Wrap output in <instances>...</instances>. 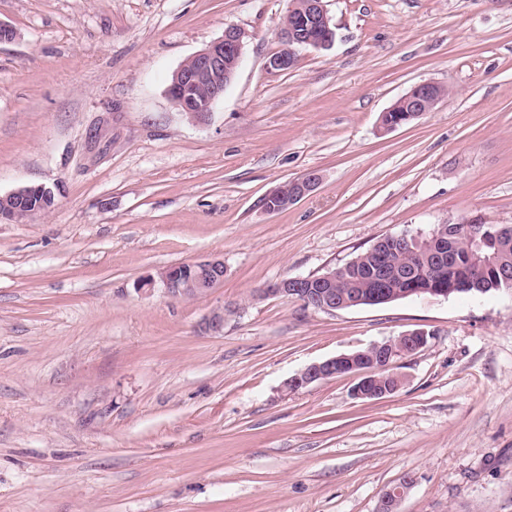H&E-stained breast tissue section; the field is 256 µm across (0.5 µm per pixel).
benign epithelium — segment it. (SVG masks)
Masks as SVG:
<instances>
[{
  "label": "benign epithelium",
  "instance_id": "benign-epithelium-1",
  "mask_svg": "<svg viewBox=\"0 0 512 512\" xmlns=\"http://www.w3.org/2000/svg\"><path fill=\"white\" fill-rule=\"evenodd\" d=\"M243 38L244 32L241 29L228 26L221 39L188 58L173 72L168 95L190 119L206 122L212 117L224 96L225 88L241 63ZM335 38V25L327 14L325 0H302L300 5L294 0L280 29L283 48L270 57L268 67L272 70H287L294 65L297 49H319L332 44ZM448 92L449 88L437 82L424 81L413 85L381 114V131H392L433 111L448 97ZM319 181L320 176L315 171L291 180V183L297 185V190L288 204L298 202ZM35 197L53 198L55 192L44 185H25L1 195L0 219L11 217V213L28 206ZM337 274L338 271L334 270L321 275L317 287L306 290V294L315 300V309L333 313L361 303L356 295L341 299L336 297L333 286L336 285ZM308 281V277L282 279L258 289L256 297L280 296L295 300ZM161 282L167 294L175 299L205 294L224 282V260L213 257L170 266L161 273ZM202 330L209 334L224 332V307L219 306L210 311L203 320ZM426 344L425 331L404 332L384 342L373 343L363 352L342 354L312 363L290 378L287 387L293 391L336 375L355 373L359 381L352 389L354 398L378 399L391 395L403 384V377L396 372L398 361L413 355ZM415 482L413 475L399 480L386 490L382 501L391 503L395 512Z\"/></svg>",
  "mask_w": 512,
  "mask_h": 512
}]
</instances>
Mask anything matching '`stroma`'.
<instances>
[{"label":"stroma","instance_id":"stroma-1","mask_svg":"<svg viewBox=\"0 0 512 512\" xmlns=\"http://www.w3.org/2000/svg\"><path fill=\"white\" fill-rule=\"evenodd\" d=\"M325 4L333 45L275 71L289 0H0V195H56L0 222V512H377L407 474L399 512H512V292L333 314L255 295L386 234L512 224V0ZM230 25L242 62L192 121L170 76ZM426 80L450 96L381 132ZM206 257L223 284L169 297L161 272ZM417 329L394 394L285 387ZM34 197L53 198L55 197V192L52 188L46 187L44 185H25L18 187L6 195H1L0 201L2 202V211H0V219H4L5 217L8 218L7 220L30 218L38 214H43L51 209L47 206H44L39 198ZM29 203L30 210H34V213L28 215H20L16 218H10L12 212L29 206Z\"/></svg>","mask_w":512,"mask_h":512}]
</instances>
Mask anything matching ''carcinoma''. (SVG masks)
Wrapping results in <instances>:
<instances>
[{"mask_svg":"<svg viewBox=\"0 0 512 512\" xmlns=\"http://www.w3.org/2000/svg\"><path fill=\"white\" fill-rule=\"evenodd\" d=\"M440 229L436 224L430 232L417 234V242L411 249L403 250L392 246L384 253V268L373 272L375 254L365 250L350 261V268L336 282V294L339 297L351 294L368 299L375 293L386 292L397 295L414 286L431 284L446 288L470 272L471 264L465 236L459 235L448 242V255L437 259L428 243L433 232ZM482 253L495 261L494 267L488 269L478 280H469L466 289L451 292L453 296L485 295L492 292L512 291V285L505 284L499 277L498 268L512 270V225L482 224Z\"/></svg>","mask_w":512,"mask_h":512,"instance_id":"obj_1","label":"carcinoma"}]
</instances>
